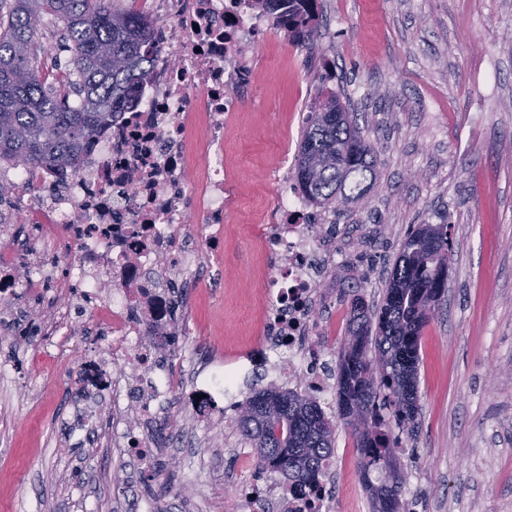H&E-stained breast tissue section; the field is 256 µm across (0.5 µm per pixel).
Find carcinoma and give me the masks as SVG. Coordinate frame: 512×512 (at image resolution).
Masks as SVG:
<instances>
[{"instance_id": "1", "label": "carcinoma", "mask_w": 512, "mask_h": 512, "mask_svg": "<svg viewBox=\"0 0 512 512\" xmlns=\"http://www.w3.org/2000/svg\"><path fill=\"white\" fill-rule=\"evenodd\" d=\"M273 28L310 40L313 9L295 0H253ZM64 27L58 44L35 45L47 21ZM156 25L112 0H0V159L24 166H77L86 144L133 94L156 50ZM310 108L300 138L296 180L320 207L364 197L376 176L372 146L339 96ZM452 242L446 224H413L403 239L381 303L372 307L353 285L342 297L348 318L336 374L339 419L359 455L372 512H401L404 478L399 432L418 420L420 336L448 293ZM237 429L256 470L281 473L288 495L321 484L334 455L336 426L308 394L273 387L239 406Z\"/></svg>"}]
</instances>
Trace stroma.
I'll list each match as a JSON object with an SVG mask.
<instances>
[{"instance_id": "1", "label": "stroma", "mask_w": 512, "mask_h": 512, "mask_svg": "<svg viewBox=\"0 0 512 512\" xmlns=\"http://www.w3.org/2000/svg\"><path fill=\"white\" fill-rule=\"evenodd\" d=\"M319 3L312 43L264 31L243 58L252 83L229 88L224 265L202 261L201 288L176 291L177 350L188 368L200 350L231 361L258 335L272 262L254 230L277 224L304 120L335 91L376 147L377 178L345 214L310 209L336 252L311 334L352 285L380 303L410 225H448V293L423 330L418 425L398 455L404 512H512V0ZM21 310L0 322V361L15 365L0 374V512H263L252 486L284 478L240 472L237 405L202 425L175 395L144 423L145 462L69 436L96 347L79 327L46 348L49 299ZM335 438L329 512H371L353 440L341 425Z\"/></svg>"}]
</instances>
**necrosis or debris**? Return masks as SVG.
<instances>
[{
	"label": "necrosis or debris",
	"instance_id": "necrosis-or-debris-1",
	"mask_svg": "<svg viewBox=\"0 0 512 512\" xmlns=\"http://www.w3.org/2000/svg\"><path fill=\"white\" fill-rule=\"evenodd\" d=\"M148 10L170 16L157 32L158 50L136 86L83 154L79 170L32 169L0 160L8 213L0 220V312L20 296H38L46 283L64 306L47 323V337L74 324L106 334L96 358L111 375L112 391L82 388L88 429L95 403H112L110 445L145 458L150 444L126 410L144 414L165 406L176 391L171 349L178 325L168 280L188 277L198 251L184 233L198 222L212 254L224 247V119L234 108L229 82L251 72L233 61L267 20L251 0H149ZM300 190L282 198L275 233L263 236L277 260L267 286L271 329L261 346L236 360L192 375L188 386L197 417L211 420L241 394L239 382L265 369L286 384L320 362L322 345L308 327L328 265L321 232L308 223ZM35 225L17 275L14 222Z\"/></svg>",
	"mask_w": 512,
	"mask_h": 512
}]
</instances>
